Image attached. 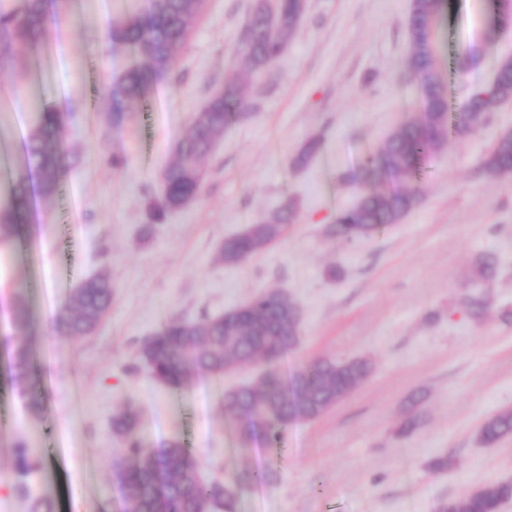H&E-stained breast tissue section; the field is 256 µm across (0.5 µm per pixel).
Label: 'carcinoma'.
Returning a JSON list of instances; mask_svg holds the SVG:
<instances>
[{
	"instance_id": "carcinoma-1",
	"label": "carcinoma",
	"mask_w": 512,
	"mask_h": 512,
	"mask_svg": "<svg viewBox=\"0 0 512 512\" xmlns=\"http://www.w3.org/2000/svg\"><path fill=\"white\" fill-rule=\"evenodd\" d=\"M446 0H411L407 17V67L419 82L425 112L385 139L380 150L367 157L359 178L374 183L353 206L336 214L329 236L347 242L379 235L398 224L418 204V195L406 189L379 190L376 185L392 179L412 183L420 175L426 158L442 149L451 136L473 131L486 121L489 108L512 99V57L494 60L490 85L473 91L465 112H450L446 86L437 69L435 25ZM203 0H151L146 16L132 14L111 23L109 40L139 50L148 60L145 67H129L104 87L105 103L115 119L123 111L147 102L152 82L169 72L202 13ZM494 20L512 18V0H489ZM305 0H254L246 25V38L234 54L250 73L270 69L288 48L305 14ZM74 0H0V69L15 64L17 51L27 50L31 59L57 45L64 21L72 22ZM249 104L244 97L242 76L231 68L224 86L216 90L195 116L187 134L177 143L163 167L162 204L151 206L155 218L194 203L206 179L201 161L214 149L224 128L247 119ZM30 132L23 155L15 165L8 196L0 199V243L21 218L28 198V175L40 178L44 195L55 194L70 170V155L64 144V125L50 106L32 110ZM481 171L490 175L512 173V132L499 135L485 156ZM293 209L284 205L242 232L226 239L218 258L238 265L258 254L287 230ZM498 261L492 254L478 259L475 279L495 278ZM112 303V280L99 274L84 280L63 303L56 328L65 336L93 333L108 314ZM301 340V313L296 302L282 289L268 288L216 317L173 319L163 324L138 346V364L170 389H181L201 375L222 376L260 360L273 362L295 349ZM13 383L37 414L42 397L28 381L31 352L24 344L11 348ZM365 359L344 362L321 360L297 370L291 378H265L257 385L224 391V412L234 422L242 441L263 431L270 443L295 421L311 420L353 392L370 375ZM112 435L121 448L114 461L117 481L124 490L123 512H238L245 493L271 483L277 471L244 469L226 481L202 482L197 477L194 453L180 439L159 451L150 448L141 434L137 415L128 410L112 420ZM512 435V410L485 420L481 439L493 447ZM39 466L24 445L14 450V472L28 477ZM512 499V484L490 483L477 492L441 503L439 512H494Z\"/></svg>"
}]
</instances>
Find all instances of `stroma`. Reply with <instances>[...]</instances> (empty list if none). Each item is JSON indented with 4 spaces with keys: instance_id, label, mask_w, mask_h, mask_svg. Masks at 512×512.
I'll return each mask as SVG.
<instances>
[{
    "instance_id": "35a3bbf8",
    "label": "stroma",
    "mask_w": 512,
    "mask_h": 512,
    "mask_svg": "<svg viewBox=\"0 0 512 512\" xmlns=\"http://www.w3.org/2000/svg\"><path fill=\"white\" fill-rule=\"evenodd\" d=\"M254 0H208L146 107L112 122L100 95L109 55L138 62L102 35L147 0H84L82 32L60 35L43 96L62 115L74 156L60 191L32 190L9 242L0 245V353L33 348L32 378L45 407L32 414L11 382L12 423L0 446V512H27L31 495L58 512H119L112 418L134 410L155 448L189 442L202 481L275 461V482L253 488L240 512H438L442 500L491 482H512V436L480 440L485 418L512 409V175L479 168L499 134L512 131V100L480 129L456 135L415 183L419 205L387 233L352 244L328 236L338 211L366 188L351 180L364 157L424 109L406 66L409 0H307L288 48L247 79L250 119L229 125L206 156L203 191L144 238L160 172L196 112L238 65L235 46ZM440 66L454 65L453 108L489 85L492 57L512 56V21L490 30L487 0H448L436 31ZM31 129L23 107L0 112V181L10 180ZM310 162L293 160L311 138ZM123 157L112 166V156ZM295 220L266 250L238 265L219 261L225 238L283 205ZM491 252L496 277L481 290L476 258ZM112 278V307L99 330L70 338L55 327L65 299L90 276ZM281 288L302 316L299 347L275 365L203 376L179 391L134 370L139 343L174 318L224 313ZM481 295L484 308L468 303ZM36 297L29 328L12 329L16 298ZM366 359L369 379L319 418L288 427L277 451L256 434L246 454L224 414L227 389L287 378L316 360ZM417 425L410 432L408 419ZM43 459L27 481L14 475V442ZM448 461L435 468L436 459Z\"/></svg>"
}]
</instances>
